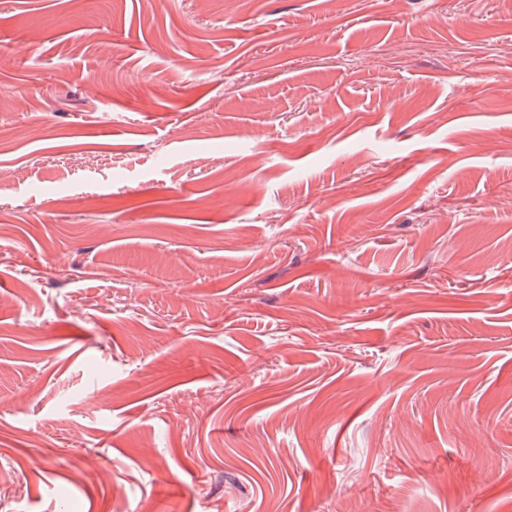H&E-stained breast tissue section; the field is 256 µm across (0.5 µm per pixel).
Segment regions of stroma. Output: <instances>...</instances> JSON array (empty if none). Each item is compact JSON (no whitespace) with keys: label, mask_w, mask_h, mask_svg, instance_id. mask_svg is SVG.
<instances>
[{"label":"stroma","mask_w":512,"mask_h":512,"mask_svg":"<svg viewBox=\"0 0 512 512\" xmlns=\"http://www.w3.org/2000/svg\"><path fill=\"white\" fill-rule=\"evenodd\" d=\"M0 512H512V0H0Z\"/></svg>","instance_id":"1"}]
</instances>
